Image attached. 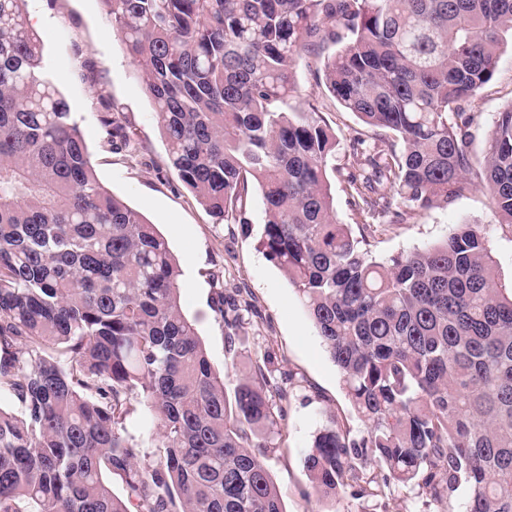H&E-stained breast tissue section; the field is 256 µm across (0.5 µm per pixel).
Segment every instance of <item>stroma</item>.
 Masks as SVG:
<instances>
[{"instance_id": "1", "label": "stroma", "mask_w": 512, "mask_h": 512, "mask_svg": "<svg viewBox=\"0 0 512 512\" xmlns=\"http://www.w3.org/2000/svg\"><path fill=\"white\" fill-rule=\"evenodd\" d=\"M26 18L40 36L52 76L71 106L97 174L115 195L155 224L181 270L184 313L194 321L216 371L235 363L248 372L257 356L271 355L288 391L287 419L273 432L267 466L285 512H438L415 486H396L383 497L333 500L318 498L305 467V456L328 416L363 434L365 425L351 407L340 372L326 352L302 300L283 272L260 246L263 207L259 195L249 203V225L217 220L183 186L168 166L167 147L141 71L127 52L103 0H27ZM298 109L316 105L340 143L332 159L349 167L350 142L365 127L354 113L324 95L321 76L306 58L294 67ZM512 102V49L504 48L492 80L470 100L474 116L472 150L482 154L497 112ZM112 109L125 125L130 142L110 150L101 122ZM483 225L495 272L512 282V233L502 229L486 193L467 189L448 205L412 212L401 224L375 218L368 238L372 256L385 259L446 238L454 225ZM237 288L251 309L237 332V351L225 349L224 322L216 294Z\"/></svg>"}]
</instances>
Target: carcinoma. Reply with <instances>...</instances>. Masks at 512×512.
Returning <instances> with one entry per match:
<instances>
[{"mask_svg":"<svg viewBox=\"0 0 512 512\" xmlns=\"http://www.w3.org/2000/svg\"><path fill=\"white\" fill-rule=\"evenodd\" d=\"M104 2L183 185L240 224L261 193L263 252L367 423L358 438L332 417L319 430L305 458L316 493L415 484L441 505L464 491L461 512H512V285L483 228L373 259L336 219V132L289 105L308 55L374 132L351 145L359 213L401 224L453 201L478 166L512 232V103L480 159L461 111L512 39V0ZM25 6L0 0V512H285L265 464L287 415L271 358L227 393L182 312L168 243L99 181ZM101 121L111 146L129 144L112 113ZM248 309L238 290L218 296L230 352ZM138 405L150 452L128 430Z\"/></svg>","mask_w":512,"mask_h":512,"instance_id":"obj_1","label":"carcinoma"}]
</instances>
